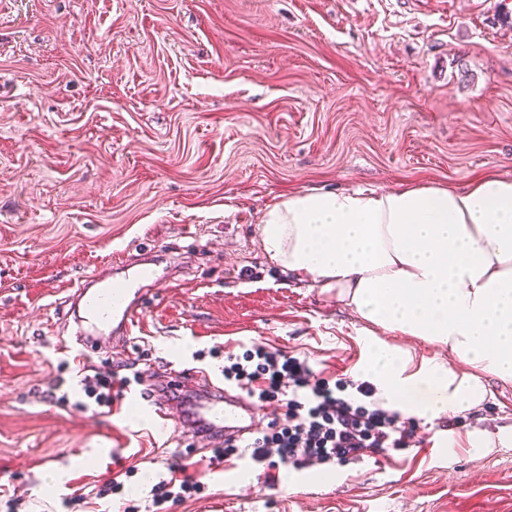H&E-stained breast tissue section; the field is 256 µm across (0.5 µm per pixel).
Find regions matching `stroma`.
Masks as SVG:
<instances>
[{"label":"stroma","mask_w":512,"mask_h":512,"mask_svg":"<svg viewBox=\"0 0 512 512\" xmlns=\"http://www.w3.org/2000/svg\"><path fill=\"white\" fill-rule=\"evenodd\" d=\"M512 178V0H0V512H120L74 504L134 468L149 505L173 463L198 498L163 512H512V385L481 374V407L421 443L345 466L212 465V444L139 392L121 414L80 411L71 294L152 256L105 370L170 365L223 384L224 357L259 342L333 378L362 377L372 341L413 367L448 350L360 319L335 292L278 270L259 224L309 189L461 190ZM63 376L71 405L45 399ZM491 454H484V445Z\"/></svg>","instance_id":"1"}]
</instances>
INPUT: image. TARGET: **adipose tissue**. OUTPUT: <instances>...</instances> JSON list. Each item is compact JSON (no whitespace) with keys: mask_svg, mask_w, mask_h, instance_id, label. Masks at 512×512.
Listing matches in <instances>:
<instances>
[{"mask_svg":"<svg viewBox=\"0 0 512 512\" xmlns=\"http://www.w3.org/2000/svg\"><path fill=\"white\" fill-rule=\"evenodd\" d=\"M260 236L270 261L363 321L447 347L417 373L408 352L376 347L366 372L385 403L434 419L479 406L480 373L512 384V179L295 193Z\"/></svg>","mask_w":512,"mask_h":512,"instance_id":"ef3b65f1","label":"adipose tissue"}]
</instances>
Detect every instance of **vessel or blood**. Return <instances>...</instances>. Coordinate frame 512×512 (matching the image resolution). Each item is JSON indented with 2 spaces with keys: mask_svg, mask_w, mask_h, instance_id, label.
Segmentation results:
<instances>
[{
  "mask_svg": "<svg viewBox=\"0 0 512 512\" xmlns=\"http://www.w3.org/2000/svg\"><path fill=\"white\" fill-rule=\"evenodd\" d=\"M130 284L105 285L96 292H88L78 285L73 293L75 301L83 302V313L75 317L76 342L82 348L110 343L109 324H117L122 336H130L138 323L133 304L127 303ZM188 393L185 427L198 437L212 442L227 436L239 437L248 433L246 418L252 417L253 407L243 395L232 394L214 384L202 371L169 370L166 378L151 385V398L159 416L173 412L175 403L169 391Z\"/></svg>",
  "mask_w": 512,
  "mask_h": 512,
  "instance_id": "vessel-or-blood-1",
  "label": "vessel or blood"
}]
</instances>
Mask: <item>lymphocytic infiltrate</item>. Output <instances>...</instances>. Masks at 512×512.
Masks as SVG:
<instances>
[{"instance_id": "lymphocytic-infiltrate-1", "label": "lymphocytic infiltrate", "mask_w": 512, "mask_h": 512, "mask_svg": "<svg viewBox=\"0 0 512 512\" xmlns=\"http://www.w3.org/2000/svg\"><path fill=\"white\" fill-rule=\"evenodd\" d=\"M225 381L248 397L284 400L286 419L270 432H260L246 443L254 466L268 470L281 465L302 470L358 461L370 453L413 447L419 421L378 406L369 381L330 380L315 372L308 360L285 355L256 344L224 367ZM144 374L135 370H95L80 379L85 395L80 410L112 408Z\"/></svg>"}]
</instances>
